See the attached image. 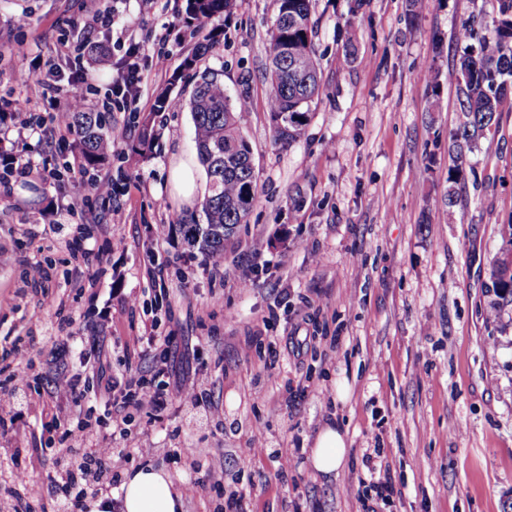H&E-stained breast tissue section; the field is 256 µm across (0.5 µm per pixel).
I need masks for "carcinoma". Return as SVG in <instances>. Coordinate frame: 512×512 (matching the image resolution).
<instances>
[{
	"label": "carcinoma",
	"mask_w": 512,
	"mask_h": 512,
	"mask_svg": "<svg viewBox=\"0 0 512 512\" xmlns=\"http://www.w3.org/2000/svg\"><path fill=\"white\" fill-rule=\"evenodd\" d=\"M498 17L493 35L479 36L464 25L458 39L462 53L458 64L448 72V84L455 87L462 120L448 138V150L456 154L459 164L451 183L464 174L463 157L479 143L490 150L494 142L491 130L498 115L512 95V0H498ZM312 0H276V15L266 43V91L269 118L274 140L281 144L295 142L306 122L294 115L309 116L321 94L320 67L313 44ZM233 13V0H186L187 22L199 28L215 18ZM207 34L185 57L182 68L196 71L200 56L209 51ZM296 48L303 53L300 65H293L287 52ZM194 126V142L199 163L209 176L208 193L200 203L203 222L196 220L179 225L189 248L209 259L224 254L234 240L238 227L259 200L252 147L239 126V116L247 111V97L233 100L224 91V83L215 71L202 72L189 98ZM64 120L74 136L72 149L81 171H94L112 159L114 133L103 125L101 113L86 99L65 114ZM140 135L129 146L133 154H146L155 141L152 116L140 121ZM487 293L489 316H497L512 306V275L501 264L490 274Z\"/></svg>",
	"instance_id": "cac0c4a2"
}]
</instances>
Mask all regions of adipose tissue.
<instances>
[{"label": "adipose tissue", "instance_id": "ef3b65f1", "mask_svg": "<svg viewBox=\"0 0 512 512\" xmlns=\"http://www.w3.org/2000/svg\"><path fill=\"white\" fill-rule=\"evenodd\" d=\"M346 436L337 427L326 426L311 451L314 469L322 474L336 473L346 454ZM121 512H182L183 495L164 470L145 465L130 472L121 486Z\"/></svg>", "mask_w": 512, "mask_h": 512}]
</instances>
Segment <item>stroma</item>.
Returning <instances> with one entry per match:
<instances>
[{
    "label": "stroma",
    "instance_id": "stroma-1",
    "mask_svg": "<svg viewBox=\"0 0 512 512\" xmlns=\"http://www.w3.org/2000/svg\"><path fill=\"white\" fill-rule=\"evenodd\" d=\"M186 0H0V98L30 109L33 129L0 125V152L20 159L25 178L0 184V367L15 345L34 341L28 384L14 425L0 435V475L23 471L42 490L61 432L54 414L87 423L122 451L119 474L154 467L176 485L203 468L180 447L208 448L224 471L204 482L183 512H217L244 492L243 512H507L512 507V308L487 316L484 285L512 237V100L498 116L492 151L467 156L456 183L448 135L461 121L454 86L431 93L420 74L449 70L458 32L491 34L498 0H430L411 18L406 0H313L322 92L302 136L275 144L266 105L267 29L275 0H238L229 21H213L214 44L198 70H215L231 97L248 96L240 118L258 175L259 202L224 251V271L205 270L176 217H199L198 202L172 189L170 170L194 159L188 108L153 112L156 94L189 96L181 63L200 34L184 22ZM113 13L110 27H85ZM28 13L30 26L12 19ZM357 59L345 63L349 26ZM140 45L144 93L114 102L112 79L130 42ZM106 45L98 61L89 48ZM169 56L155 71L157 52ZM49 76L23 85L19 74ZM82 80H75V73ZM84 93L107 125L125 130L103 168L112 195L94 196L88 175L42 179L73 161L52 117ZM152 114L148 157L130 155L136 119ZM454 189V204L433 207ZM90 251L99 265H84ZM48 272L26 278L29 264ZM167 297H160V289ZM64 301L60 326L42 293ZM137 297V310L125 300ZM176 338L175 376L201 383L223 420L174 406L156 414L122 406L106 378L160 382L148 355L126 347L143 325ZM86 391L53 395L58 373ZM329 424L347 435L338 476L314 470L310 452ZM381 446L395 493L374 502L348 493L366 449Z\"/></svg>",
    "mask_w": 512,
    "mask_h": 512
}]
</instances>
